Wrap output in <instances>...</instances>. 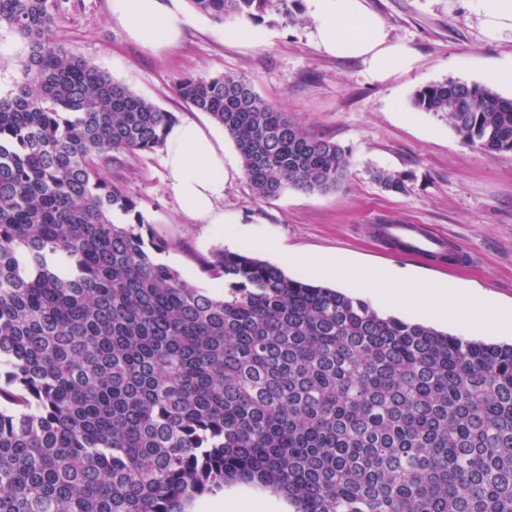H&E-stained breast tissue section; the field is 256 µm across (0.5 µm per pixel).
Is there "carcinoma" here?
I'll return each mask as SVG.
<instances>
[{"mask_svg": "<svg viewBox=\"0 0 512 512\" xmlns=\"http://www.w3.org/2000/svg\"><path fill=\"white\" fill-rule=\"evenodd\" d=\"M66 0H0L27 48L0 94V512H185L241 482L295 512H512V344L383 315L242 250L211 294L160 261L109 171L178 121L58 37ZM218 23L271 0H189ZM261 199L352 165L245 78L183 74ZM415 108L512 152V98L432 83ZM383 188L406 180L372 171Z\"/></svg>", "mask_w": 512, "mask_h": 512, "instance_id": "obj_1", "label": "carcinoma"}]
</instances>
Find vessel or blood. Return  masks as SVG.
<instances>
[{"label":"vessel or blood","instance_id":"vessel-or-blood-1","mask_svg":"<svg viewBox=\"0 0 512 512\" xmlns=\"http://www.w3.org/2000/svg\"><path fill=\"white\" fill-rule=\"evenodd\" d=\"M372 234L394 252L419 259L427 260L444 254L457 266L475 259L468 248L451 242L446 236L428 232L418 224H376L372 227Z\"/></svg>","mask_w":512,"mask_h":512}]
</instances>
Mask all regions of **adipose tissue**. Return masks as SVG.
<instances>
[{"label":"adipose tissue","mask_w":512,"mask_h":512,"mask_svg":"<svg viewBox=\"0 0 512 512\" xmlns=\"http://www.w3.org/2000/svg\"><path fill=\"white\" fill-rule=\"evenodd\" d=\"M305 5L313 22L311 40L324 53L347 52L362 58L368 73L378 80L414 65L412 49L390 39L384 21L370 13L365 0H305ZM111 9L130 37L156 54L174 47L188 22L183 0H111ZM162 152L165 182L181 210L205 224L226 223L221 202L234 165L224 158L223 135L184 119L167 129ZM304 262L356 282L381 306H399L487 332L512 327V311L478 293L393 272L362 271L336 259L308 256Z\"/></svg>","instance_id":"obj_1"}]
</instances>
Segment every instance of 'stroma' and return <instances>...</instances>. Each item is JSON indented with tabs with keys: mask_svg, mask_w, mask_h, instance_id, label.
Listing matches in <instances>:
<instances>
[{
	"mask_svg": "<svg viewBox=\"0 0 512 512\" xmlns=\"http://www.w3.org/2000/svg\"><path fill=\"white\" fill-rule=\"evenodd\" d=\"M366 4L384 19L392 40L414 49L412 69L380 81L367 73L361 58L316 49L304 0H273L253 22L263 34L254 43L225 39L223 24L192 10L180 43L155 55L129 38L112 16L111 0H69L58 35L114 81L180 118L210 122L175 94L178 75H235L249 79L265 101L285 109L306 132L350 151L348 179L324 193L289 189L262 200L244 173L232 174L223 203L235 218L231 224H202L179 209L163 181L161 151L120 155L113 181L138 200L153 233L168 242L162 262L194 285L214 288L203 265L216 249H246L282 265L290 277L308 275L315 283L359 295L354 283L281 264L259 246L274 240L294 253L336 256L361 269L395 267L458 284L512 309V154L482 153L465 144L444 118L412 104L415 91L431 83L487 82L492 70L512 59V35L489 37L476 0ZM25 55L19 39L0 32V92L22 80ZM375 168L407 175L406 192L385 190L372 177ZM396 222L447 235L474 251L477 261L455 267L386 250L370 227ZM243 226L248 236H239Z\"/></svg>",
	"mask_w": 512,
	"mask_h": 512,
	"instance_id": "obj_1",
	"label": "stroma"
}]
</instances>
